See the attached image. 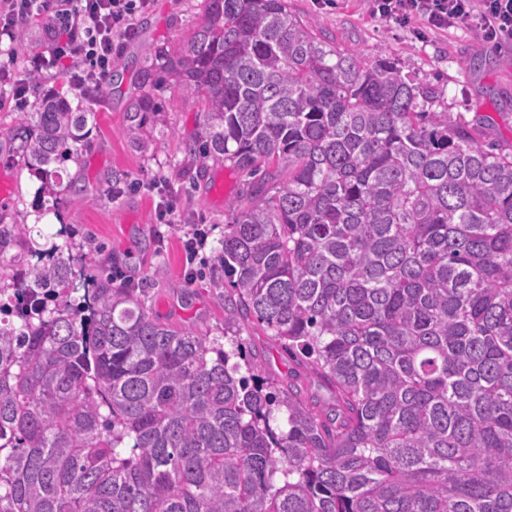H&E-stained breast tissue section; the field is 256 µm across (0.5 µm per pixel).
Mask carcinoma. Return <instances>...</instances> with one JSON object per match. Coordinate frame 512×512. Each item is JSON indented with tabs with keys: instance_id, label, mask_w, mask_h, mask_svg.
I'll list each match as a JSON object with an SVG mask.
<instances>
[{
	"instance_id": "carcinoma-1",
	"label": "carcinoma",
	"mask_w": 512,
	"mask_h": 512,
	"mask_svg": "<svg viewBox=\"0 0 512 512\" xmlns=\"http://www.w3.org/2000/svg\"><path fill=\"white\" fill-rule=\"evenodd\" d=\"M204 104L202 156L255 177L224 224V336L155 317L79 264L71 232L1 224L0 512H512V151L288 0H203L144 59ZM88 113L45 95L25 166L58 202ZM254 319L332 402L281 390Z\"/></svg>"
}]
</instances>
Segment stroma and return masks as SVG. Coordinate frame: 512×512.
<instances>
[{
    "label": "stroma",
    "instance_id": "35a3bbf8",
    "mask_svg": "<svg viewBox=\"0 0 512 512\" xmlns=\"http://www.w3.org/2000/svg\"><path fill=\"white\" fill-rule=\"evenodd\" d=\"M291 9L316 26L330 44L356 50L368 60L392 58L417 82L435 85L450 112L467 120L493 119L501 144L512 147V39L487 42L472 25L417 38L411 28L372 18L365 0H289ZM201 0H153L139 17L136 37L123 44L115 57L112 76L104 92L84 95L71 88L63 74L41 80V93L68 90L69 97L89 112L88 144L76 158L66 161L61 173L73 181L74 193L57 210L37 216L39 179L25 168L12 136L24 120L23 112L0 110V180L10 187L4 200L7 221L31 224L42 220L47 231L69 224L74 243L95 238L100 251L97 268L112 269L119 281L134 280L149 290V306L164 321L211 336L224 333V272L219 241L232 202L237 201L243 178L229 163L209 162L206 181H176V165L186 162V147L203 133L198 98L175 86L157 93L158 113L150 116L133 142L127 131V106L137 92L143 56L148 48L183 47L200 19ZM125 182L155 178L173 183L187 224L161 227L156 222L155 193L143 189L113 199V177ZM208 233L205 260L188 266L184 245L197 226ZM241 339L279 386L297 370L309 394L330 401L331 393L309 370L299 369L293 358L261 326L251 322Z\"/></svg>",
    "mask_w": 512,
    "mask_h": 512
}]
</instances>
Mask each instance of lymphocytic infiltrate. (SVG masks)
I'll return each instance as SVG.
<instances>
[{
  "label": "lymphocytic infiltrate",
  "instance_id": "lymphocytic-infiltrate-1",
  "mask_svg": "<svg viewBox=\"0 0 512 512\" xmlns=\"http://www.w3.org/2000/svg\"><path fill=\"white\" fill-rule=\"evenodd\" d=\"M152 0H0V100L24 109L29 75L66 73L77 86H103L119 45L135 38ZM374 18L403 26L424 22L435 33L477 24L486 41L512 39V0H368ZM43 27L46 38L26 56L19 32Z\"/></svg>",
  "mask_w": 512,
  "mask_h": 512
}]
</instances>
